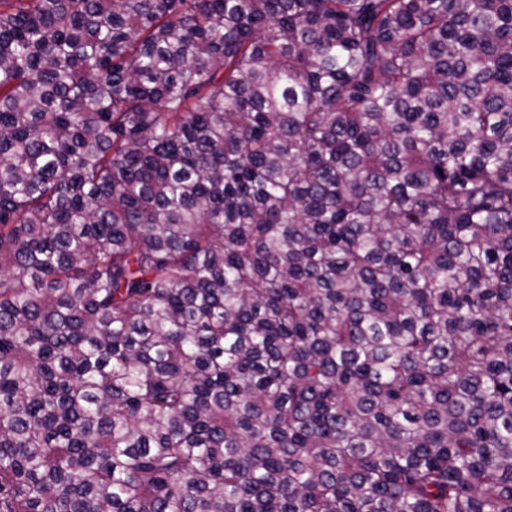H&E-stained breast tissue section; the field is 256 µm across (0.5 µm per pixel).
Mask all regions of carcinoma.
I'll return each instance as SVG.
<instances>
[{"label":"carcinoma","mask_w":512,"mask_h":512,"mask_svg":"<svg viewBox=\"0 0 512 512\" xmlns=\"http://www.w3.org/2000/svg\"><path fill=\"white\" fill-rule=\"evenodd\" d=\"M0 512H512V0H0Z\"/></svg>","instance_id":"carcinoma-1"}]
</instances>
